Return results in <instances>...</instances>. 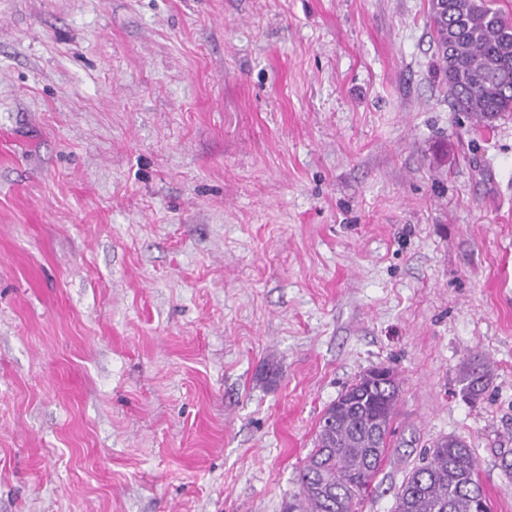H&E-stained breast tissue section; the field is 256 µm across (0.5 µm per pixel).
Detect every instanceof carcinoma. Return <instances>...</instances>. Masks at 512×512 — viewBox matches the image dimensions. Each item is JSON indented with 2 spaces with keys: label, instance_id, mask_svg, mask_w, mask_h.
Instances as JSON below:
<instances>
[{
  "label": "carcinoma",
  "instance_id": "cac0c4a2",
  "mask_svg": "<svg viewBox=\"0 0 512 512\" xmlns=\"http://www.w3.org/2000/svg\"><path fill=\"white\" fill-rule=\"evenodd\" d=\"M439 65L456 108L479 125L512 114V20L493 0H430ZM487 365L462 373L464 390L485 389ZM400 385L395 374L378 385L359 375L320 418L314 448L299 471L302 512H356L388 449ZM327 491H316L319 485ZM490 505L467 442L455 435L433 448L404 478L394 512H478Z\"/></svg>",
  "mask_w": 512,
  "mask_h": 512
}]
</instances>
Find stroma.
Here are the masks:
<instances>
[{
  "label": "stroma",
  "mask_w": 512,
  "mask_h": 512,
  "mask_svg": "<svg viewBox=\"0 0 512 512\" xmlns=\"http://www.w3.org/2000/svg\"><path fill=\"white\" fill-rule=\"evenodd\" d=\"M378 366L359 512L449 435L512 512V119L429 0H0V512H285ZM487 365L480 360L474 361L467 366L462 373V381L465 383L464 390L471 397H477L485 389L489 377Z\"/></svg>",
  "instance_id": "obj_1"
}]
</instances>
